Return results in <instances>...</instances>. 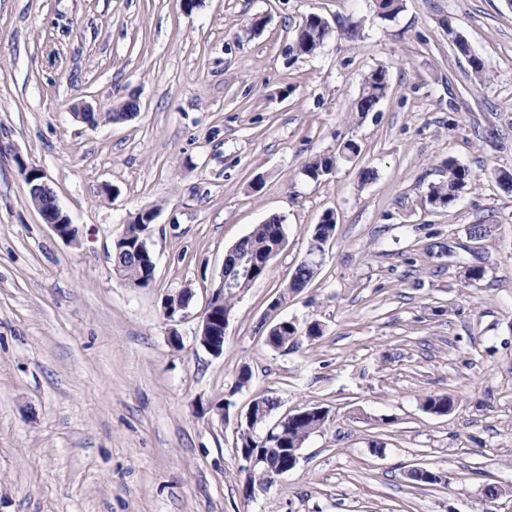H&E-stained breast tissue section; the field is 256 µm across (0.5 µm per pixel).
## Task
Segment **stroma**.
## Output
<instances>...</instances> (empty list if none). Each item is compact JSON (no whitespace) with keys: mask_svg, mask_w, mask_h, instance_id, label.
<instances>
[{"mask_svg":"<svg viewBox=\"0 0 512 512\" xmlns=\"http://www.w3.org/2000/svg\"><path fill=\"white\" fill-rule=\"evenodd\" d=\"M311 14L359 34L295 56ZM460 39L488 62L484 83ZM379 67L387 95L356 113ZM129 100L137 114L110 121ZM348 140L355 162L304 176ZM447 158L473 179L436 210L426 195ZM22 161L44 171L77 243L44 223ZM502 168L512 0H402L390 18L375 0H202L189 13L180 0H0V512H482L486 484L512 485ZM148 209L155 280L131 288L112 246ZM327 211L336 227L322 265L278 312L322 334L273 348L268 306ZM273 215L285 244L236 300L212 356L196 337L224 256ZM474 224L491 236L470 238ZM430 244L453 252L428 255ZM475 263L486 268L477 283L465 276ZM185 286L188 313L168 322L162 301ZM245 367L251 381L235 390ZM441 394L455 409L425 412L422 398ZM227 395L222 422L209 405ZM262 395L278 402L273 418L309 404L330 420L250 499L237 425ZM417 467L447 480L416 485Z\"/></svg>","mask_w":512,"mask_h":512,"instance_id":"stroma-1","label":"stroma"}]
</instances>
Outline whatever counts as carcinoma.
<instances>
[{
	"instance_id": "obj_1",
	"label": "carcinoma",
	"mask_w": 512,
	"mask_h": 512,
	"mask_svg": "<svg viewBox=\"0 0 512 512\" xmlns=\"http://www.w3.org/2000/svg\"><path fill=\"white\" fill-rule=\"evenodd\" d=\"M332 27L329 21L318 15L311 14L306 17L296 32L293 53L297 56H311L315 54L329 38ZM388 79L386 70L377 68L370 71L363 79L359 97L355 103V111L366 114L374 110L375 106L386 96ZM358 144L350 141L343 144L334 154L318 155L304 167V175L311 180L318 181L330 174L341 162H350L352 158L360 155ZM446 179L430 185L427 192V202L434 208L450 209L457 203L460 193L472 178L470 169L456 161L449 159L443 162ZM153 220V211L148 210L138 214L135 220L127 225L124 236L113 242L112 262L117 268L126 284L130 287L147 288L155 279L156 263L153 253H141L135 250V245L149 235V227ZM336 226L334 213L327 212L322 216V222L317 224L312 233L308 252L316 254L322 250V244L331 240ZM285 243V229L280 216H272L263 224H256L251 231L227 251L224 270L227 277L234 278V287L224 292V302L213 297L210 303L216 304V311L230 313L234 307V299L243 294L251 285L270 272V261L281 251ZM247 255L261 259L264 265L257 267L253 276L247 278L239 274L237 258ZM319 265L311 260L300 263L294 270L289 283L281 291L286 297L291 292L299 291L308 286L317 274ZM301 333L296 323L284 325L267 336L268 343L275 347H287L294 343V339ZM454 404L449 395H429L423 400V409L436 416L448 414V407ZM318 406L305 405L299 409V415L288 419L282 427L277 429V437L272 440L276 448H292L297 442H305L311 434L323 429L328 418L316 413ZM237 445L254 451L269 448V442L264 436L257 434L252 428L240 431ZM269 473L263 463L255 466L248 475V483L252 489H262L268 482Z\"/></svg>"
}]
</instances>
